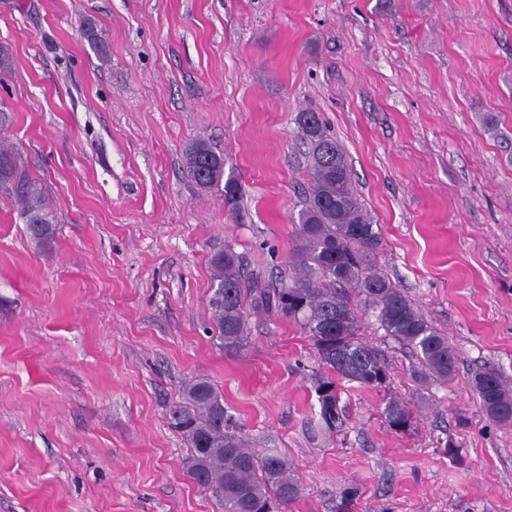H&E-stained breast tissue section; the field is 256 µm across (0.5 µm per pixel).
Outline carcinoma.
<instances>
[{
  "mask_svg": "<svg viewBox=\"0 0 512 512\" xmlns=\"http://www.w3.org/2000/svg\"><path fill=\"white\" fill-rule=\"evenodd\" d=\"M308 148L309 191L298 217L291 278L273 286L258 275L246 276L241 257L230 245L214 252L210 262L217 287L211 298L216 337L224 348L246 345L249 315L267 314L299 324L311 337L323 372L315 375L316 391L335 388L340 380L376 389L375 378L388 374L380 352L360 338L358 304L372 309L385 335L416 351L421 370L441 380L455 374L456 354L445 336L414 308L391 280L372 270L379 245L371 215L359 202L342 144L327 133L317 112L297 118ZM185 164L203 188L224 184V205L239 206L241 186L224 177V156L205 141L185 150ZM0 173L14 180L12 192L33 238L53 234V215L40 183L30 178L17 152L0 145ZM472 388L486 413L512 423V392L498 373L475 374ZM320 418L329 429L342 426L337 404L318 397ZM384 423L412 419L410 407L385 401ZM170 425L190 447L187 473L210 491L223 512H280L296 499L298 484L290 475L288 456L276 448H250L241 428L224 407V397L207 380L187 384L181 400L168 408Z\"/></svg>",
  "mask_w": 512,
  "mask_h": 512,
  "instance_id": "obj_1",
  "label": "carcinoma"
}]
</instances>
